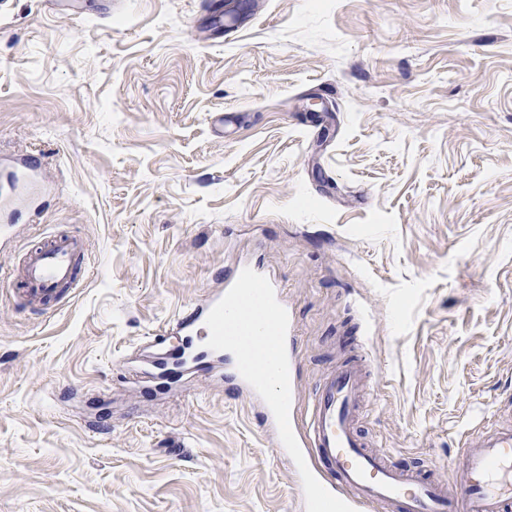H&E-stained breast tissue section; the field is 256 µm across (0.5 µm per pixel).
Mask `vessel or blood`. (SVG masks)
Instances as JSON below:
<instances>
[{
	"label": "vessel or blood",
	"mask_w": 512,
	"mask_h": 512,
	"mask_svg": "<svg viewBox=\"0 0 512 512\" xmlns=\"http://www.w3.org/2000/svg\"><path fill=\"white\" fill-rule=\"evenodd\" d=\"M85 257L73 235L48 236L21 272L27 304L59 300L79 286ZM185 346L150 364L161 380L228 371L238 393L261 409L267 433L299 478L301 512H512V423L465 433L461 476L442 480L395 466L357 427L368 384L361 359L333 367L298 419V338L281 288L248 266L227 274L175 323Z\"/></svg>",
	"instance_id": "1"
}]
</instances>
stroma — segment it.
<instances>
[{"mask_svg": "<svg viewBox=\"0 0 512 512\" xmlns=\"http://www.w3.org/2000/svg\"><path fill=\"white\" fill-rule=\"evenodd\" d=\"M0 0V512H297L259 411L198 375H138L162 332L249 265L284 288L301 400L343 355L360 428L460 475L464 429L512 395V0ZM50 234L90 272L15 305Z\"/></svg>", "mask_w": 512, "mask_h": 512, "instance_id": "35a3bbf8", "label": "stroma"}]
</instances>
